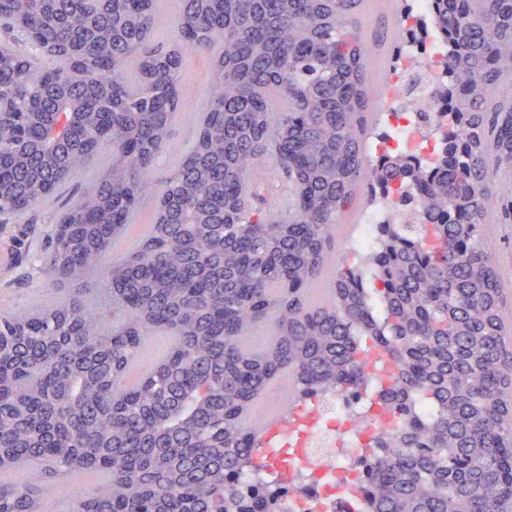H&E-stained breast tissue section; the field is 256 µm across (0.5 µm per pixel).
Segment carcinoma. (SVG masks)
<instances>
[{
	"label": "carcinoma",
	"mask_w": 512,
	"mask_h": 512,
	"mask_svg": "<svg viewBox=\"0 0 512 512\" xmlns=\"http://www.w3.org/2000/svg\"><path fill=\"white\" fill-rule=\"evenodd\" d=\"M158 0H0V218L49 198L94 157L112 113V161L48 235L41 260L71 286L0 312V512H45L42 483L105 472L70 512H279L254 472L248 423L283 373L292 403L359 394L365 345L396 366L380 400L402 421L378 441L371 512H512V420L503 394L502 280L486 249L494 179L512 142V0H434L448 84L434 93L446 147L416 166L422 224H382L379 245L339 269V218L360 185L391 191L401 165L363 152L376 97L366 0H181L176 38L154 39ZM212 59L213 94L193 148L164 183L150 173L189 93L187 59ZM68 122L63 145L44 130ZM288 183V209L260 203L259 164ZM151 232L105 267L142 204ZM101 270L100 305L84 278ZM112 315L107 326L104 314ZM272 326L269 345H250ZM174 343L129 374L146 337Z\"/></svg>",
	"instance_id": "1"
}]
</instances>
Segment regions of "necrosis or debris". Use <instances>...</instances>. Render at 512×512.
Listing matches in <instances>:
<instances>
[{"instance_id": "necrosis-or-debris-1", "label": "necrosis or debris", "mask_w": 512, "mask_h": 512, "mask_svg": "<svg viewBox=\"0 0 512 512\" xmlns=\"http://www.w3.org/2000/svg\"><path fill=\"white\" fill-rule=\"evenodd\" d=\"M403 25L411 32L424 31L425 38L407 41L397 58L394 81L382 107L385 126L370 151L377 158L398 153L431 164L442 139L438 128L425 125L424 115L433 111L434 103L425 96L407 97L405 88L411 75L419 72L429 88L447 83L442 62L448 55V44L436 24L433 0H410ZM414 193L410 187L379 196L349 242L347 257L355 261L371 254L378 245L380 225L407 221L404 200ZM378 358L377 350L367 349L363 368L366 380L360 396L341 392L307 398L298 408V426L274 436L261 481L274 489L292 477L299 486L296 493L282 499V512H366L367 463L377 441L399 421L398 414L378 398L385 384L373 368Z\"/></svg>"}]
</instances>
